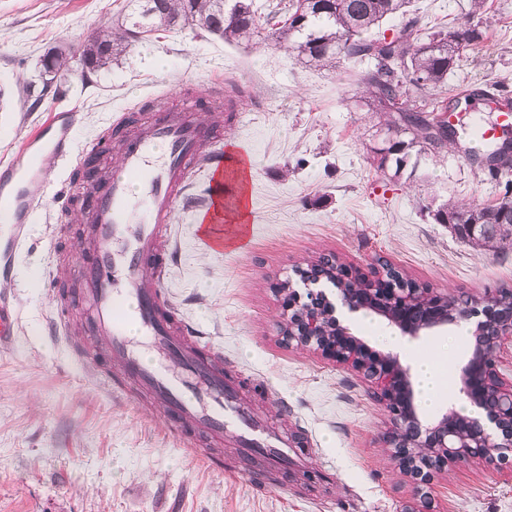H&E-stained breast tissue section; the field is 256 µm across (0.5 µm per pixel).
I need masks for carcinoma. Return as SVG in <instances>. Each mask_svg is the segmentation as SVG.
I'll return each mask as SVG.
<instances>
[{
	"instance_id": "1",
	"label": "carcinoma",
	"mask_w": 512,
	"mask_h": 512,
	"mask_svg": "<svg viewBox=\"0 0 512 512\" xmlns=\"http://www.w3.org/2000/svg\"><path fill=\"white\" fill-rule=\"evenodd\" d=\"M410 0H286L266 14V37L292 52L308 68L337 67L345 59L369 64L359 81L367 96L366 106L381 118L386 130L384 146L373 151L380 170L394 168L402 177L411 155L440 152L455 142L453 126L442 130L441 107L434 91L448 81V73L469 49L484 40L479 25L466 21L446 32L423 35L411 19L399 35L372 38L382 21L407 12ZM255 0H125L110 31L85 39L79 46L83 70L97 73L112 66L132 42L155 32L190 29L217 36L226 43H248L262 27ZM486 149L480 162L488 173L498 166L512 167V157L502 156L505 140ZM512 183L493 205L448 200L435 214L440 224H484L481 234L468 240L471 247L502 251L512 247V217L504 211ZM335 262L319 260L303 270L308 277L333 279Z\"/></svg>"
}]
</instances>
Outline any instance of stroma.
<instances>
[{"instance_id":"stroma-1","label":"stroma","mask_w":512,"mask_h":512,"mask_svg":"<svg viewBox=\"0 0 512 512\" xmlns=\"http://www.w3.org/2000/svg\"><path fill=\"white\" fill-rule=\"evenodd\" d=\"M123 0H0V159L22 151L35 126L58 109L76 115L82 151L123 110L142 120L144 102L178 104L186 80L210 92L216 79L245 86L256 104L221 117L226 183L246 178V211L224 199V221H244L248 248L216 253L195 236L206 205L197 173L171 226L177 259L163 289L184 318L222 353L251 414L293 441L308 467L280 484L251 482L254 469L223 438L199 436L204 456L184 453L149 395L110 391L75 362L69 344L45 333L51 281L34 276L55 249L81 254V225L58 233V174L37 184L39 213L19 255L10 291L20 330L0 345V512H404L413 500L384 442L389 414L369 381L309 349L285 344L274 292L296 268L322 256L362 273L385 260L452 296L512 287V250L480 252L437 223L448 198L492 204L502 188L474 160L484 143L464 140L418 159L412 178L372 162L380 118L357 79L363 63L314 69L258 37L227 44L191 30L133 43L105 71L84 75L75 49L111 26ZM471 0H413L408 15L383 21L398 35L407 18L424 32L465 22ZM485 39L449 73L439 102L461 87H512V0H487ZM65 50L68 63L43 90L41 59ZM431 512H512V479L479 464L452 465L429 488Z\"/></svg>"}]
</instances>
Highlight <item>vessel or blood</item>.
<instances>
[{
    "label": "vessel or blood",
    "instance_id": "obj_1",
    "mask_svg": "<svg viewBox=\"0 0 512 512\" xmlns=\"http://www.w3.org/2000/svg\"><path fill=\"white\" fill-rule=\"evenodd\" d=\"M126 113L105 128L104 137L123 133L116 170L87 183L81 196H65L66 220L83 221L91 251L74 257L80 294L94 308L93 334L105 343L106 363L117 365L122 382L152 394L165 426L187 438L203 431L226 436L240 448L270 458L279 466H302L285 440L269 433L242 404L235 386L216 363L204 332L170 303L158 275L176 257L170 224L194 172L207 171L205 193L211 207L195 227L208 249L232 247L246 225L227 232L224 219V152L215 147L217 130L209 116L193 108L172 109L124 134ZM74 115L51 113L35 128L16 159L0 165V224L10 233L0 243V280H13L16 258L28 245L26 227L37 215L34 184L63 168L81 175L89 150L72 154Z\"/></svg>",
    "mask_w": 512,
    "mask_h": 512
}]
</instances>
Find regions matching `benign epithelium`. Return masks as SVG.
Here are the masks:
<instances>
[{
    "label": "benign epithelium",
    "mask_w": 512,
    "mask_h": 512,
    "mask_svg": "<svg viewBox=\"0 0 512 512\" xmlns=\"http://www.w3.org/2000/svg\"><path fill=\"white\" fill-rule=\"evenodd\" d=\"M341 277L351 284L349 288L335 285L343 307L380 318L411 340L474 318L476 331L491 332V354L477 346L460 369V393L473 406L486 410L487 424L452 408L426 420L419 409L411 368L396 354L375 349L355 334L336 315V306L322 292L310 288L312 281L305 277L300 278L308 286L304 295L292 284L286 285L283 341L290 347L312 349L376 385V398L391 406L393 428L386 443L393 448L399 471L418 485L420 497H425L423 485L450 464L478 460L487 468L501 470L512 453V378L498 372L495 358L504 342L512 340V297L492 295L487 305L465 295L450 301L448 294L436 288H407L383 272L368 275L343 267ZM490 391L496 405L487 410L483 399Z\"/></svg>",
    "instance_id": "7a95c632"
}]
</instances>
